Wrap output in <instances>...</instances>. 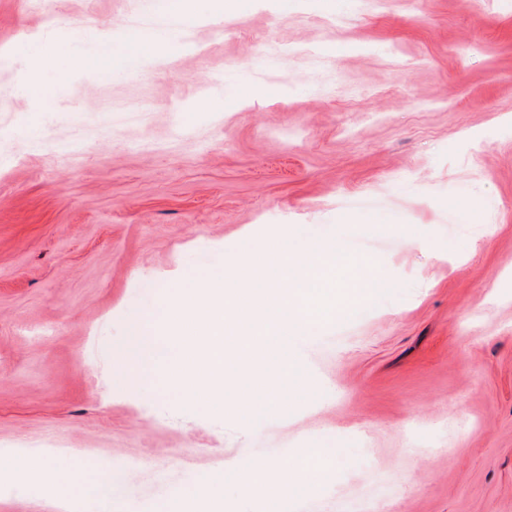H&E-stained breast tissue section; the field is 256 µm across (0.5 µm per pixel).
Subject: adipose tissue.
I'll return each instance as SVG.
<instances>
[{"label": "adipose tissue", "mask_w": 512, "mask_h": 512, "mask_svg": "<svg viewBox=\"0 0 512 512\" xmlns=\"http://www.w3.org/2000/svg\"><path fill=\"white\" fill-rule=\"evenodd\" d=\"M341 464L340 456L323 448H302L282 463L253 462L242 468L236 479L241 498L265 496L272 489L287 490L289 483L304 484L316 490L318 476L332 473ZM23 478L51 489L58 502L80 496L98 502L111 501L117 481L113 476L86 471L69 477L58 459L42 455L27 456L21 471ZM182 512H224V480L208 475L182 496Z\"/></svg>", "instance_id": "ef3b65f1"}]
</instances>
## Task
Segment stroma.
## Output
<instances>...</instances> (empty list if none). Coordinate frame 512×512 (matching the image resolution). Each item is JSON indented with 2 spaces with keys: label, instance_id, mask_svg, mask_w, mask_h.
I'll return each mask as SVG.
<instances>
[{
  "label": "stroma",
  "instance_id": "35a3bbf8",
  "mask_svg": "<svg viewBox=\"0 0 512 512\" xmlns=\"http://www.w3.org/2000/svg\"><path fill=\"white\" fill-rule=\"evenodd\" d=\"M134 0H0V47L94 51ZM182 48L17 86L0 60V450L83 448L112 512H174L207 472L349 460L241 512H512V0H237ZM212 99L215 111H194ZM80 143L79 157L57 147ZM481 215L469 223V210ZM359 224L388 292L291 353L306 390L214 416L113 381L135 314L296 227ZM0 512H58L37 483Z\"/></svg>",
  "mask_w": 512,
  "mask_h": 512
}]
</instances>
